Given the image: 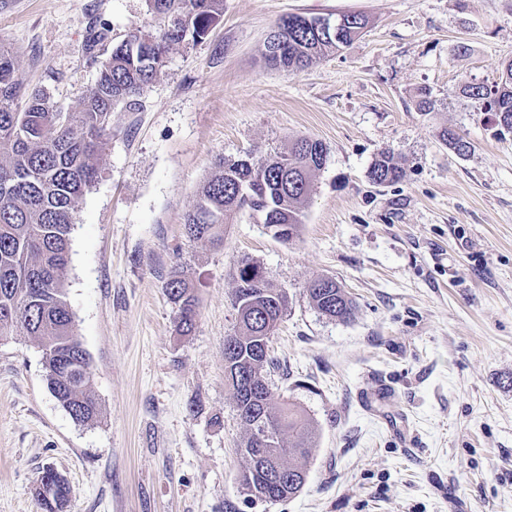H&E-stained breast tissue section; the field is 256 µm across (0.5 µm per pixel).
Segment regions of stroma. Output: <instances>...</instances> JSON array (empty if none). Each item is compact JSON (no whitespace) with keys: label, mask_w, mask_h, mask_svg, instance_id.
Listing matches in <instances>:
<instances>
[{"label":"stroma","mask_w":512,"mask_h":512,"mask_svg":"<svg viewBox=\"0 0 512 512\" xmlns=\"http://www.w3.org/2000/svg\"><path fill=\"white\" fill-rule=\"evenodd\" d=\"M353 12L368 25L349 47L298 74L265 64L280 18ZM163 29L148 0H0L19 75L66 109L128 33ZM511 61L512 0H224L136 105H115L75 207L65 284L98 419L76 422L51 394L35 338L0 337V512H37L49 466L68 512H512V133L463 92ZM421 87L434 112L418 111ZM442 127L472 152L449 151ZM301 137L326 162L297 236L244 215L223 246L189 241L183 216L217 158ZM385 149L404 175L381 186L369 170ZM244 261L288 294L268 381L314 429L304 487L276 502L240 483L247 429L224 380ZM175 268L197 300L187 334L164 291ZM324 276L350 319L310 303ZM380 381L394 396L366 410ZM328 279L333 287L325 288L322 284ZM311 304L321 314L338 320L349 318L353 312L354 304L341 286L331 277H320L312 282L307 289Z\"/></svg>","instance_id":"obj_1"}]
</instances>
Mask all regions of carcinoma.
<instances>
[{
	"label": "carcinoma",
	"instance_id": "cac0c4a2",
	"mask_svg": "<svg viewBox=\"0 0 512 512\" xmlns=\"http://www.w3.org/2000/svg\"><path fill=\"white\" fill-rule=\"evenodd\" d=\"M149 2L154 13L168 18L167 28L157 38L132 33L113 48L96 83L74 110L63 111L28 90L13 53L0 46V336L20 332L39 340L47 386L79 423L94 421L99 409L86 374L89 358L74 333L63 279L75 204L98 178L99 157L112 134L114 105L134 104L162 68L169 47L189 37L206 36L224 10V0ZM341 19L338 29L324 31L315 26V17L281 18L273 29L280 53L264 56L266 64L297 74L314 60L349 46L361 36L367 19L357 13ZM466 94L481 111L494 116L500 133L512 132V63L500 82L468 86ZM438 137L459 157L472 152V143L453 130L444 128ZM325 161L323 144L310 138H300L288 152L270 158H218L196 204L183 216L188 239L218 246L224 242V227L246 213L260 217L266 227H281L273 238L291 239L299 233L312 177ZM369 177L377 185L396 184L403 170L392 152L384 150ZM234 279L238 322L232 342L224 344L225 378L234 390L242 422L249 426L259 417L278 430L264 460L250 456L254 442L247 436L241 448L240 482L251 497L283 500L296 495L298 481L307 476L313 429L291 405L273 410L271 391L247 396L241 387L275 367L271 342L287 297L250 262L237 267ZM164 288L179 305V330L190 332L197 312L189 283L175 269ZM307 292L311 304L331 319L345 320L353 312L352 299L331 277L314 280ZM69 494L64 480L55 483L48 495L37 486L33 490L39 512H66Z\"/></svg>",
	"mask_w": 512,
	"mask_h": 512
}]
</instances>
